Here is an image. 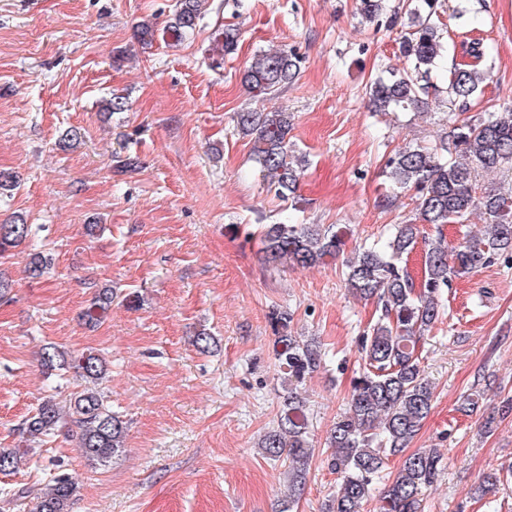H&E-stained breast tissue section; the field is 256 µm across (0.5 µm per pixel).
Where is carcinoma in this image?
I'll return each instance as SVG.
<instances>
[{
  "label": "carcinoma",
  "mask_w": 512,
  "mask_h": 512,
  "mask_svg": "<svg viewBox=\"0 0 512 512\" xmlns=\"http://www.w3.org/2000/svg\"><path fill=\"white\" fill-rule=\"evenodd\" d=\"M205 0H176L173 13L162 26L172 45L182 43L202 16ZM422 8L410 10V31L399 41V52L407 66L378 77L366 87L368 107L375 113L404 112L428 103L434 79L442 77L451 106L464 113L480 99L489 76V48L479 41H462V60L443 73L445 47L432 21L440 0H421ZM357 10L367 22L387 16L393 23L398 10L388 13L387 0H358ZM157 23L143 21L136 27L138 41L152 43ZM212 62L219 65L235 53L238 33L221 28L215 36ZM300 60L291 51H260L241 73V83L258 95H275L299 75ZM239 131L250 137L256 163L269 189L286 201L296 193L303 165L289 154L292 113L283 109L268 112H238ZM512 169V108L499 110L489 102L466 118L448 121V131L434 147H405L389 157L385 173L391 192L385 206L396 204L399 194L411 192L418 223L397 224L387 249L364 246L346 260V282L351 293L374 300L378 320L361 339L363 369L352 386L348 410L328 433L334 449L330 469L338 475L339 489L329 499L326 512H365L372 498L373 483L385 460L404 452L432 410L433 387L421 367L418 340L421 333L443 320L442 295L453 279L492 263L495 256L512 251V196L478 190L479 174ZM479 213L489 225L486 236L466 234L456 246H448L443 235L447 224H465ZM433 225L436 236L424 239L422 276L415 282L402 265L415 249L419 225ZM31 225L18 218L0 223V256L17 247L31 234ZM346 231L329 224H266L262 244L265 263L312 267L343 252ZM40 252L31 254L27 271L42 275L50 266ZM113 292L103 288L83 312L89 323L100 321L112 307ZM278 327L274 351L284 375L277 426L267 432L259 447L266 458L287 465L288 498L301 490L310 461L308 418L299 384L317 371L322 362L320 348L288 332V315L273 317ZM41 366L48 373L67 367L65 353L54 344L41 349ZM92 386L71 399V415L65 416L55 397L45 398L21 425L26 440L49 436L70 424L78 428V447L92 464H103L124 448L126 426L121 415L104 403L95 387L105 373L103 360L93 354L73 360ZM21 452L0 448V472L18 468ZM442 470V456L434 449L416 451L402 462L382 497L384 512H419L420 495L433 486ZM512 479V469L482 476L478 492L484 494ZM46 492L0 488V498L12 501L23 512H69L77 485L72 477L57 474Z\"/></svg>",
  "instance_id": "1"
}]
</instances>
